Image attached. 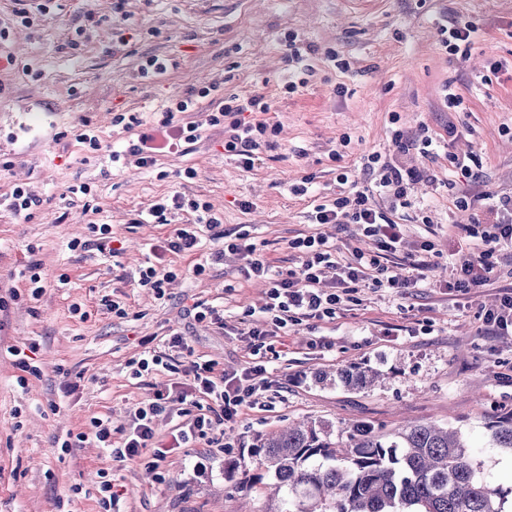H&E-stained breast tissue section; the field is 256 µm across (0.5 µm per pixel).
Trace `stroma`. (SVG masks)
<instances>
[{"label": "stroma", "instance_id": "1", "mask_svg": "<svg viewBox=\"0 0 512 512\" xmlns=\"http://www.w3.org/2000/svg\"><path fill=\"white\" fill-rule=\"evenodd\" d=\"M46 14L30 26L17 22L14 0H0V53H15V65L0 67V156L13 161L0 173V198L13 181L28 183L43 203L31 220L0 206V512H98L94 491L101 473L122 486L123 512H267L271 477L256 467L228 470L250 459L260 437L303 419L325 421L334 430L366 420L384 433L404 420L460 429L492 480L512 489V455L494 448L485 420L512 412V335L498 336L483 322L505 289H512V250L503 249L486 285L451 289L457 277V227L472 212L456 209L468 196L484 208V195H512V0H46ZM469 22L480 34L461 57L439 41L437 23ZM295 37L311 47L307 83L286 93L289 74L282 42ZM167 70L141 76L146 59ZM215 85L214 100L261 96L279 132L262 148L255 167L243 171L224 154L223 128L204 129L187 150L167 153L157 171L135 165L117 171L105 150L87 153L74 139L82 127L116 140L112 115L127 112L152 123L171 99ZM459 93L464 111L449 110L445 89ZM41 101L43 111H29ZM41 125L42 134L15 144L5 138L14 121ZM456 135H449V128ZM437 136L435 157L401 151L392 140L422 130ZM379 152L391 162L427 171L411 186L409 207L396 220L417 244L433 230L435 255L426 259L424 281L397 291L358 289L359 306L334 322L297 325L281 354H267L269 387L260 405L227 424L225 448L208 455L203 443L170 455L160 469L148 458L118 463L111 451L87 441L61 452L56 443L87 429L94 417H111L121 429L133 407L164 374L140 381L127 363L144 341L162 346L172 330L185 332L196 354L221 369L251 361L242 313L264 302V286L242 281L238 262L196 276L195 257L172 256L178 278L159 300L126 280L146 259V246L170 237L175 224H140L138 214L160 198L181 193L209 202L224 231L246 233L281 269L299 260L289 239L319 232L347 257L352 247L370 248L356 225H315L307 213L312 198L330 200L340 191L343 167L356 170L362 186L375 176L363 170L364 155ZM476 155L467 177L449 154ZM197 176L181 180L177 171ZM167 178H159L158 170ZM312 177V197L292 185ZM88 184L111 224L119 251H71L88 239L82 196L72 185ZM247 200L244 211L239 201ZM41 263L48 282L37 301L24 295L19 272ZM66 285H59L60 275ZM20 291L11 299V291ZM125 302L126 318L102 310L100 301ZM81 303L86 318L71 311ZM223 309L225 328L186 317L194 303ZM37 344L38 375L18 384L16 351ZM368 366L380 372L374 386L345 388L340 368ZM73 392H65V384ZM205 470H198V462Z\"/></svg>", "mask_w": 512, "mask_h": 512}]
</instances>
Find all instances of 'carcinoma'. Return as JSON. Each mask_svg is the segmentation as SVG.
<instances>
[{
  "label": "carcinoma",
  "instance_id": "cac0c4a2",
  "mask_svg": "<svg viewBox=\"0 0 512 512\" xmlns=\"http://www.w3.org/2000/svg\"><path fill=\"white\" fill-rule=\"evenodd\" d=\"M379 373L340 368L336 379L366 389ZM495 445L512 454V414L486 423ZM332 438L331 426L307 421L259 439L251 464L281 494L267 512H507V494L484 473L462 432L407 422L383 434L370 422Z\"/></svg>",
  "mask_w": 512,
  "mask_h": 512
}]
</instances>
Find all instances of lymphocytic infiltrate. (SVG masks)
I'll return each instance as SVG.
<instances>
[{
    "label": "lymphocytic infiltrate",
    "instance_id": "lymphocytic-infiltrate-1",
    "mask_svg": "<svg viewBox=\"0 0 512 512\" xmlns=\"http://www.w3.org/2000/svg\"><path fill=\"white\" fill-rule=\"evenodd\" d=\"M211 94L210 88L190 90L187 95L173 100L162 119L150 127H143L136 115L114 114L113 126L123 130H137L136 141L112 144L107 147L113 166H120L127 158H135L142 168L157 165V156L163 150L179 149L196 143L204 127H220L225 132L224 152L235 157L244 170L253 169L258 151L268 142L277 128L266 120L271 106L262 97L231 96L222 99L205 123L186 122L182 113L198 109L202 99ZM368 164L380 167L377 192L391 199L390 210H383L369 201L368 189L359 188L351 169H343L340 184L347 190L329 202L315 205L311 220L316 224H354L362 236L372 241L371 249L352 248L349 258L340 261L336 249L326 236L314 233L288 242L289 250L300 259L298 269L281 271L246 235L220 232L221 220L211 211L209 203L185 198L181 194L157 201L149 210L150 223H167L169 215L189 214L193 221L175 228L163 244L152 246L154 264L140 268L137 287L151 289L156 299H164L169 285L176 279L175 270L167 267V255H194L200 249L202 230H210L220 248L212 250L204 260L193 267L194 274H203L207 267L222 263L226 254L238 255V271L247 281L259 280L266 286L265 302L259 309H246L243 318L248 321L247 336L252 341V354H260L264 340L269 336H284L289 326L302 322L331 321L350 300L353 286L367 288H407L413 281L394 274L390 263L400 261L410 269H419L415 253L408 250L402 227L394 218L395 207H407L409 186L418 181L420 172L382 161L380 153L367 157ZM465 249L459 258L460 277L457 288L469 289L485 284L495 268L497 253L512 246V195L492 201L486 215L460 225ZM189 344L183 333H172L161 349L144 351L129 361L132 378L167 371L177 379L152 395L130 414L128 430L123 431L120 444L112 442L109 420L91 418L87 431L78 433L77 441L90 439L110 448L115 461L124 462L150 455L154 462H163L171 453L196 441L207 447L224 445V427L235 422L242 409L258 404L262 392L267 390V368L263 362L239 370H216L212 361L196 357L183 361ZM178 418L176 433L170 445L156 441V421L164 414Z\"/></svg>",
    "mask_w": 512,
    "mask_h": 512
}]
</instances>
